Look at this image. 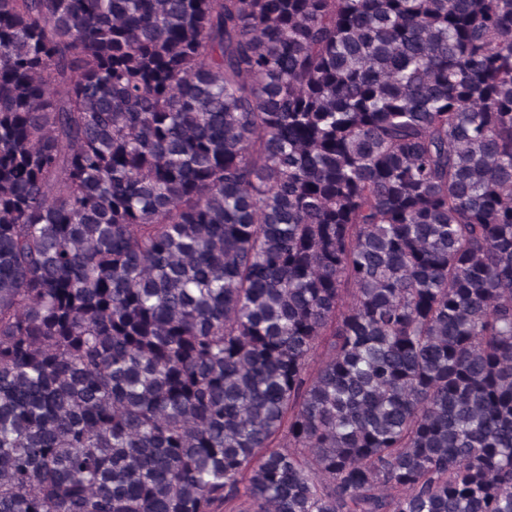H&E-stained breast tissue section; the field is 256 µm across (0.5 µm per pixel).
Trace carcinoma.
<instances>
[{"label":"carcinoma","mask_w":512,"mask_h":512,"mask_svg":"<svg viewBox=\"0 0 512 512\" xmlns=\"http://www.w3.org/2000/svg\"><path fill=\"white\" fill-rule=\"evenodd\" d=\"M0 512H512V0H0Z\"/></svg>","instance_id":"obj_1"}]
</instances>
